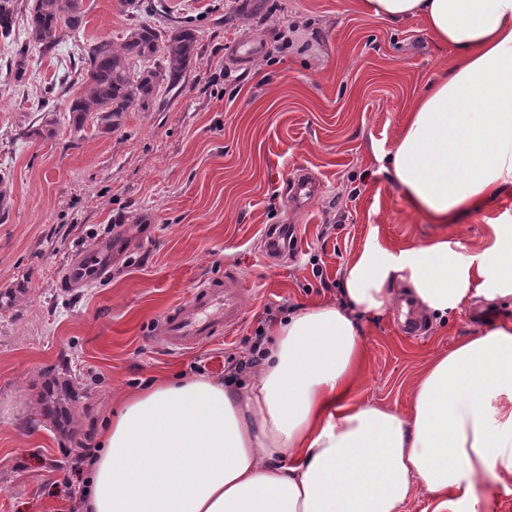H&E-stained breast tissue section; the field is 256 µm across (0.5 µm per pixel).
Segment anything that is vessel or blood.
Instances as JSON below:
<instances>
[{
  "mask_svg": "<svg viewBox=\"0 0 512 512\" xmlns=\"http://www.w3.org/2000/svg\"><path fill=\"white\" fill-rule=\"evenodd\" d=\"M107 249L82 254L63 276L65 287L72 288L94 279L106 264ZM243 279L234 270L223 280L201 282L190 299L169 309L157 323L159 335L169 349L195 348L217 334L235 327L243 313Z\"/></svg>",
  "mask_w": 512,
  "mask_h": 512,
  "instance_id": "1",
  "label": "vessel or blood"
}]
</instances>
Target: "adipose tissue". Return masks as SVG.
I'll use <instances>...</instances> for the list:
<instances>
[{
    "label": "adipose tissue",
    "mask_w": 512,
    "mask_h": 512,
    "mask_svg": "<svg viewBox=\"0 0 512 512\" xmlns=\"http://www.w3.org/2000/svg\"><path fill=\"white\" fill-rule=\"evenodd\" d=\"M369 16L423 19L454 64L429 82L388 159L410 205L436 224L512 189V0H361ZM482 253L448 240H369L344 304L275 324L252 383L198 376L123 398L79 496L85 512H486V477L512 489V327L434 357L408 413L358 404V320L397 299L445 317L512 296V224Z\"/></svg>",
    "instance_id": "obj_1"
}]
</instances>
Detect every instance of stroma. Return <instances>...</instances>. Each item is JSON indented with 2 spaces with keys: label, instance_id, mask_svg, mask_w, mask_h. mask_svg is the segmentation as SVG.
I'll return each instance as SVG.
<instances>
[{
  "label": "stroma",
  "instance_id": "1",
  "mask_svg": "<svg viewBox=\"0 0 512 512\" xmlns=\"http://www.w3.org/2000/svg\"><path fill=\"white\" fill-rule=\"evenodd\" d=\"M151 3L144 13L84 0L82 27L52 53L28 42L22 22L0 38V512H69L75 458L95 448L111 405L162 378L223 377L267 310L340 305L371 233L391 248L446 238L476 254L493 225L512 222L511 189L479 215L432 223L381 169L451 62L422 19L372 18L359 0ZM176 17L198 31L182 89L117 128L98 114L74 126L78 48ZM244 41L260 52L240 58ZM21 49L20 77L11 62ZM46 124L52 137H32ZM301 172L319 182L303 208L288 198ZM275 224L294 226L296 260H265ZM110 235L122 246L104 276L63 291L66 267ZM228 266L245 285L239 325L194 351L168 349L157 320ZM399 314L362 320L353 397L404 413L426 363L489 324L512 326V301L476 298L445 322L418 315L417 336L399 330Z\"/></svg>",
  "mask_w": 512,
  "mask_h": 512
}]
</instances>
